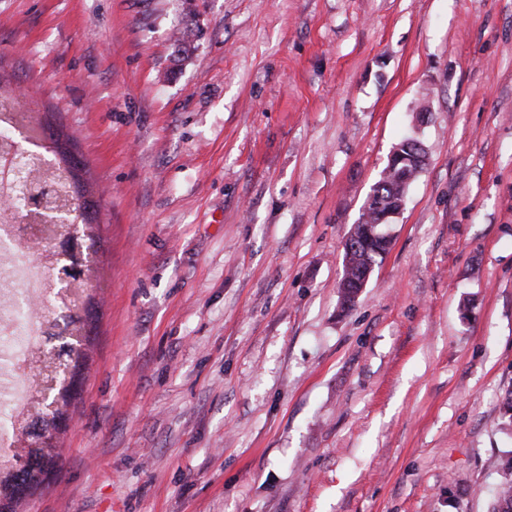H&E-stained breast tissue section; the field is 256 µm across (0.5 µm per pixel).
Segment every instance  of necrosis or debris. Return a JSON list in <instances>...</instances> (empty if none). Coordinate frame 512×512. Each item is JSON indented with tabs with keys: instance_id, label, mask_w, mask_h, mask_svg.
Segmentation results:
<instances>
[{
	"instance_id": "necrosis-or-debris-1",
	"label": "necrosis or debris",
	"mask_w": 512,
	"mask_h": 512,
	"mask_svg": "<svg viewBox=\"0 0 512 512\" xmlns=\"http://www.w3.org/2000/svg\"><path fill=\"white\" fill-rule=\"evenodd\" d=\"M39 135L34 110L26 109L12 86L0 87V151L13 149L18 129ZM53 228L36 227L0 214V420L18 435L32 433L37 406L32 398L38 377L19 368L63 328L79 332L86 286L74 290L72 308L56 312L47 299L57 279L52 262Z\"/></svg>"
}]
</instances>
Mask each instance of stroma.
<instances>
[{
	"instance_id": "1",
	"label": "stroma",
	"mask_w": 512,
	"mask_h": 512,
	"mask_svg": "<svg viewBox=\"0 0 512 512\" xmlns=\"http://www.w3.org/2000/svg\"><path fill=\"white\" fill-rule=\"evenodd\" d=\"M0 65L74 137L104 239L57 477L23 512H491L512 0H0ZM406 137L426 164L342 309ZM398 146L400 153L397 157L405 160L390 168L387 163L372 187L371 201L368 202L370 194L358 224L353 225L344 243L340 280V293L343 294L344 302L351 301V296L359 292L365 272L370 267L374 269L389 249L391 240L374 234L373 225L384 224L381 219L386 213L395 212L404 206L406 190L424 164V150L420 145L415 150L407 149V141Z\"/></svg>"
}]
</instances>
